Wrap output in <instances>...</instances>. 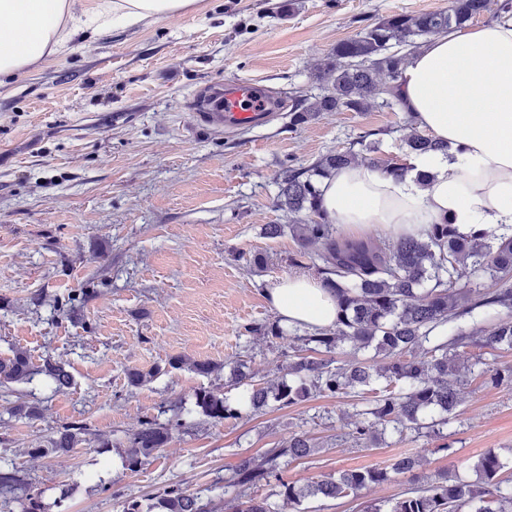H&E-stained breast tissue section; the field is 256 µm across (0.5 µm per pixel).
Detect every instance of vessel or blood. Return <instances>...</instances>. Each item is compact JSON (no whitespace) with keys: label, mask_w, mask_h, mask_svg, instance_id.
<instances>
[{"label":"vessel or blood","mask_w":512,"mask_h":512,"mask_svg":"<svg viewBox=\"0 0 512 512\" xmlns=\"http://www.w3.org/2000/svg\"><path fill=\"white\" fill-rule=\"evenodd\" d=\"M273 106V99L255 84L216 81L198 95L195 118L216 131L253 126L266 119Z\"/></svg>","instance_id":"b4317fda"}]
</instances>
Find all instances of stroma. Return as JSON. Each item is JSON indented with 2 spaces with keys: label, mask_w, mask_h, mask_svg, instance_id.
I'll list each match as a JSON object with an SVG mask.
<instances>
[{
  "label": "stroma",
  "mask_w": 512,
  "mask_h": 512,
  "mask_svg": "<svg viewBox=\"0 0 512 512\" xmlns=\"http://www.w3.org/2000/svg\"><path fill=\"white\" fill-rule=\"evenodd\" d=\"M448 0H197L182 15L75 36L69 49L0 77V359L25 351L33 367L65 364L72 384L53 391L41 375L0 391V457L38 493L42 512H122L179 485L224 501L239 453L259 455L289 434L322 445L314 458L286 463L306 483L346 469L422 458L419 475L477 482L488 450L512 448V388L481 379L460 389L457 417L440 435L405 442L392 433L359 444L350 436L353 400L314 395L255 416L212 421L194 394L223 388L231 362L257 381L285 377L301 344L293 334L263 338L245 325L278 316L266 283L292 273L300 245L276 205L277 176L348 147L359 132L379 134L378 154L399 158L416 128L401 108L319 112L292 119L294 99L317 93L316 68L365 22L419 14ZM259 85L281 101L258 126L216 132L189 106L216 80ZM75 298L80 317L54 311ZM185 358L216 369L170 368ZM153 372L144 386L127 373ZM34 404L32 417L8 408ZM181 417L183 427L147 463L124 458L143 421ZM79 422L87 440L42 455L56 431ZM108 447H100V439ZM391 481L358 500L311 498L301 512H363L408 488Z\"/></svg>",
  "instance_id": "stroma-1"
}]
</instances>
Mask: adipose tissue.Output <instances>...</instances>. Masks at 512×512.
Returning a JSON list of instances; mask_svg holds the SVG:
<instances>
[{"label": "adipose tissue", "instance_id": "ef3b65f1", "mask_svg": "<svg viewBox=\"0 0 512 512\" xmlns=\"http://www.w3.org/2000/svg\"><path fill=\"white\" fill-rule=\"evenodd\" d=\"M195 2L0 0V77L66 50L78 33L183 14ZM402 98L417 127L449 151L412 155L400 180L367 165L337 171L321 185L331 222L399 235L445 220L465 233L512 226V20L430 38L405 68ZM264 292L284 327L336 319L335 295L309 274L276 278Z\"/></svg>", "mask_w": 512, "mask_h": 512}]
</instances>
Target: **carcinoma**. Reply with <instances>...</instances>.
<instances>
[{"instance_id": "obj_1", "label": "carcinoma", "mask_w": 512, "mask_h": 512, "mask_svg": "<svg viewBox=\"0 0 512 512\" xmlns=\"http://www.w3.org/2000/svg\"><path fill=\"white\" fill-rule=\"evenodd\" d=\"M493 0H450L445 10L417 15L397 13L365 24L353 37L336 44L329 61L317 74L323 93L303 98L293 109L295 123L315 112H365L375 104L392 108L401 103L399 89L409 57L420 48L418 40L448 34L491 9ZM371 131L361 133L344 150L329 152L304 168L286 167L279 172L276 205L292 217L289 229L300 250L291 257L294 267H306L309 249H316L320 264L316 276L337 299L333 325L300 336L304 353L288 364V378L258 383L239 361L231 382L238 398L230 402L220 391L201 389L196 405L206 417L220 421L255 414L270 403L293 405L312 395L341 398L359 390L371 395L368 408L357 411L353 434L365 443L375 433L392 429L399 438L409 429L434 434L448 424L459 400L458 386L466 381L458 363L460 348L476 350L470 369L483 364V355L498 349L512 350V234L485 228L462 233L448 222L431 224L425 237L404 235L394 242L374 236L345 239L322 208L320 184L333 172L355 164L379 168L401 179L409 171L396 158L373 156L376 142ZM405 156L442 152L448 146L413 132L405 141ZM489 279L494 287L483 288ZM372 349L374 356L333 366L332 355L344 344ZM39 372L48 376L58 391L72 384L65 364L47 359ZM34 375L28 357L17 352L0 359V386L26 382ZM483 384L498 388L512 384V366L482 369ZM180 422L145 421L134 434L125 455V466L134 470L164 447ZM87 429L79 423L62 427L48 448L32 453H66L85 441ZM319 445L306 435L293 433L274 448L254 456L239 457L225 489L233 494V512H275L265 498L252 490L275 480L289 505L298 507L309 498L356 497L372 486L396 477L414 478L419 459L401 455L387 466L345 470L303 485L282 477L286 460L305 459ZM505 462L490 451L474 465L479 483L446 475L395 498L389 510L377 504L366 512H512V483L500 478ZM24 493L18 472L0 468V499L17 500L22 512H41L38 500ZM216 512L212 503L179 485H173L143 504L128 499L123 512Z\"/></svg>"}]
</instances>
